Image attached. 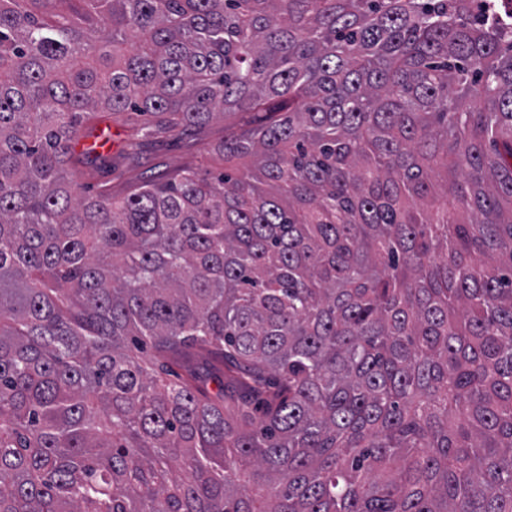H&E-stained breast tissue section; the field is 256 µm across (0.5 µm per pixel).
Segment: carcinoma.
Wrapping results in <instances>:
<instances>
[{"label": "carcinoma", "mask_w": 512, "mask_h": 512, "mask_svg": "<svg viewBox=\"0 0 512 512\" xmlns=\"http://www.w3.org/2000/svg\"><path fill=\"white\" fill-rule=\"evenodd\" d=\"M488 2L0 0V512H512ZM123 112L252 166L84 198Z\"/></svg>", "instance_id": "1"}]
</instances>
